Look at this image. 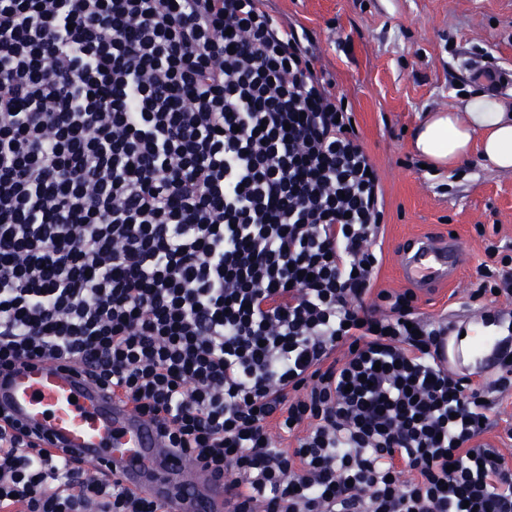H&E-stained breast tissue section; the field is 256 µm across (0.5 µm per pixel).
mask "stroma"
<instances>
[{
  "label": "stroma",
  "instance_id": "obj_1",
  "mask_svg": "<svg viewBox=\"0 0 512 512\" xmlns=\"http://www.w3.org/2000/svg\"><path fill=\"white\" fill-rule=\"evenodd\" d=\"M285 26L310 36L333 93L351 106L385 203L379 288L400 291L403 247L455 234L460 272L419 294L421 312L455 327L480 321L467 304L487 244L512 245V173L479 156L423 167L412 129L425 112L481 90L477 68L512 73V0H269Z\"/></svg>",
  "mask_w": 512,
  "mask_h": 512
}]
</instances>
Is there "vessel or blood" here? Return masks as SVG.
Here are the masks:
<instances>
[{
    "mask_svg": "<svg viewBox=\"0 0 512 512\" xmlns=\"http://www.w3.org/2000/svg\"><path fill=\"white\" fill-rule=\"evenodd\" d=\"M453 237H425L404 251L401 273L421 289L454 275ZM0 406L45 448H67L106 478L173 512H225L224 483L167 447L157 425L96 384L80 363L33 361L0 379Z\"/></svg>",
    "mask_w": 512,
    "mask_h": 512,
    "instance_id": "obj_1",
    "label": "vessel or blood"
}]
</instances>
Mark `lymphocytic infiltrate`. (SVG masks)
I'll use <instances>...</instances> for the list:
<instances>
[{"instance_id": "obj_1", "label": "lymphocytic infiltrate", "mask_w": 512, "mask_h": 512, "mask_svg": "<svg viewBox=\"0 0 512 512\" xmlns=\"http://www.w3.org/2000/svg\"><path fill=\"white\" fill-rule=\"evenodd\" d=\"M265 0H0V375L77 360L229 512H512L450 326L374 290L351 108ZM470 301L512 299L486 248ZM0 512H167L0 412Z\"/></svg>"}]
</instances>
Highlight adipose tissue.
Returning <instances> with one entry per match:
<instances>
[{
	"label": "adipose tissue",
	"instance_id": "1",
	"mask_svg": "<svg viewBox=\"0 0 512 512\" xmlns=\"http://www.w3.org/2000/svg\"><path fill=\"white\" fill-rule=\"evenodd\" d=\"M482 154L503 171L512 170V105L482 92L462 109L431 114L415 132L418 152L431 164L457 166L471 154L474 135Z\"/></svg>",
	"mask_w": 512,
	"mask_h": 512
}]
</instances>
